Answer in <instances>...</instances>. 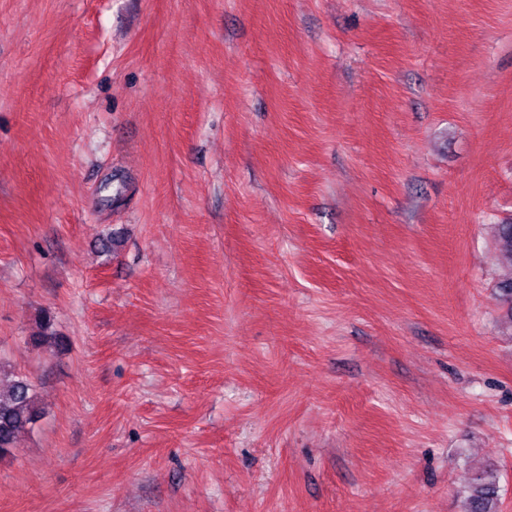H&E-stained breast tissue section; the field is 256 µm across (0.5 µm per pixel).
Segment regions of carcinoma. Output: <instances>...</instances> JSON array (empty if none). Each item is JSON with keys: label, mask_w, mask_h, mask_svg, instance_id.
<instances>
[{"label": "carcinoma", "mask_w": 512, "mask_h": 512, "mask_svg": "<svg viewBox=\"0 0 512 512\" xmlns=\"http://www.w3.org/2000/svg\"><path fill=\"white\" fill-rule=\"evenodd\" d=\"M497 244L504 258L512 263V224L497 225ZM42 414L35 387L27 377L14 376L7 384H0V459ZM498 500L496 470L485 468L471 478L463 512H498Z\"/></svg>", "instance_id": "obj_1"}]
</instances>
